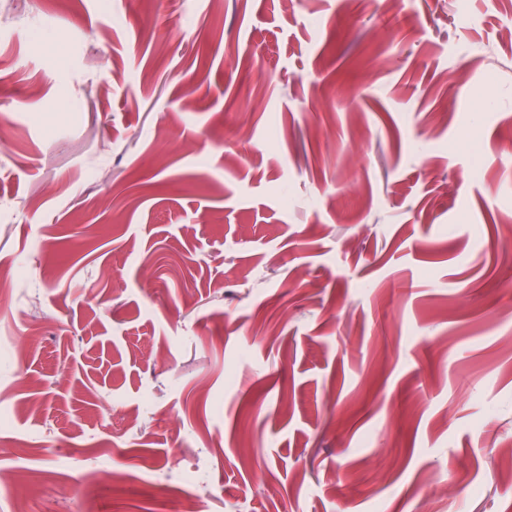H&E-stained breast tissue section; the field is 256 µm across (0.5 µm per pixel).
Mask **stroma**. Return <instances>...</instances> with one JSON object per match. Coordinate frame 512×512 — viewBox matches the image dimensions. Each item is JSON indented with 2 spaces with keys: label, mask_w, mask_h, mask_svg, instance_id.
<instances>
[{
  "label": "stroma",
  "mask_w": 512,
  "mask_h": 512,
  "mask_svg": "<svg viewBox=\"0 0 512 512\" xmlns=\"http://www.w3.org/2000/svg\"><path fill=\"white\" fill-rule=\"evenodd\" d=\"M509 226L512 0H0V512H512Z\"/></svg>",
  "instance_id": "35a3bbf8"
}]
</instances>
